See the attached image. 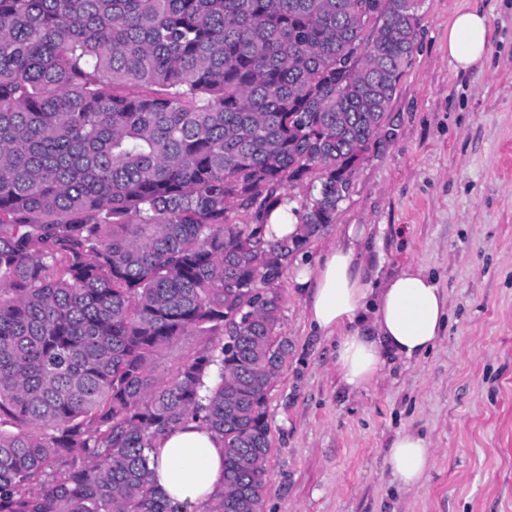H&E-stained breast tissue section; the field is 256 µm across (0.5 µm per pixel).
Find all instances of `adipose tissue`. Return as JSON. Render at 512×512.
Segmentation results:
<instances>
[{
	"label": "adipose tissue",
	"mask_w": 512,
	"mask_h": 512,
	"mask_svg": "<svg viewBox=\"0 0 512 512\" xmlns=\"http://www.w3.org/2000/svg\"><path fill=\"white\" fill-rule=\"evenodd\" d=\"M492 37L484 14L456 10L448 23V54L456 69L480 63ZM297 280L310 290V323L336 336V370L353 391L375 379L385 355L412 360L430 353L446 327L448 295L422 267L405 266L373 287L352 242L335 247L315 267L302 268ZM386 464L392 483L420 489L431 468L427 440L398 433ZM150 468L170 500L207 505L224 486V443L199 423H187L158 440Z\"/></svg>",
	"instance_id": "1"
}]
</instances>
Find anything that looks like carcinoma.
I'll return each mask as SVG.
<instances>
[{
  "instance_id": "cac0c4a2",
  "label": "carcinoma",
  "mask_w": 512,
  "mask_h": 512,
  "mask_svg": "<svg viewBox=\"0 0 512 512\" xmlns=\"http://www.w3.org/2000/svg\"><path fill=\"white\" fill-rule=\"evenodd\" d=\"M418 24L416 0H0V512H190L149 468L190 420L224 442L210 512H262L279 283ZM284 203L299 233L270 238Z\"/></svg>"
}]
</instances>
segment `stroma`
I'll list each match as a JSON object with an SVG mask.
<instances>
[{
	"instance_id": "35a3bbf8",
	"label": "stroma",
	"mask_w": 512,
	"mask_h": 512,
	"mask_svg": "<svg viewBox=\"0 0 512 512\" xmlns=\"http://www.w3.org/2000/svg\"><path fill=\"white\" fill-rule=\"evenodd\" d=\"M412 58L388 125L349 196L280 282L291 349L268 395L264 512H512V0H419ZM481 11L482 62L456 70L448 19ZM364 230L369 276L412 263L448 294V326L416 361H388L360 391L341 382L336 339L311 328L301 264ZM402 430L433 466L415 491L390 481Z\"/></svg>"
}]
</instances>
